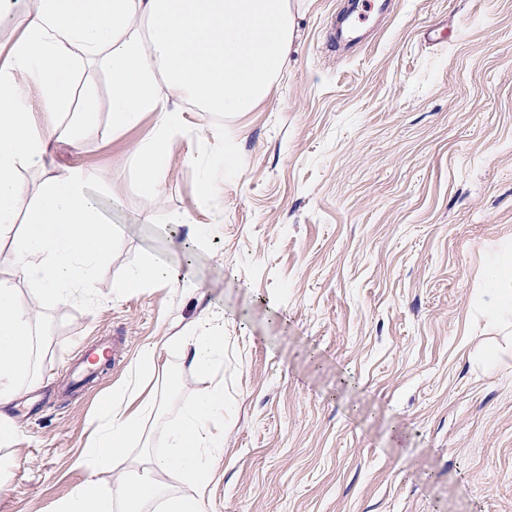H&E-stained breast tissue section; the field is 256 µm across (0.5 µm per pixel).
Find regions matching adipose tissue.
Wrapping results in <instances>:
<instances>
[{
    "label": "adipose tissue",
    "instance_id": "adipose-tissue-1",
    "mask_svg": "<svg viewBox=\"0 0 512 512\" xmlns=\"http://www.w3.org/2000/svg\"><path fill=\"white\" fill-rule=\"evenodd\" d=\"M25 31L0 46V231L22 224L21 248L11 262L41 296L62 301L90 294L92 273L111 253L112 226L104 221L78 167L27 187L20 168H40L51 141H76L95 130L93 105L76 123L60 120L71 106L74 77L83 62L104 59L112 73L111 126L121 134L145 114L155 130L132 164L157 184L167 147L183 126L170 109L190 97L209 112H250L270 96L293 46L296 0H38ZM165 81L166 93L157 90ZM185 358L205 373L224 354L222 327L183 340ZM34 325L16 290L0 285V408L28 377ZM156 406L152 395L114 387L94 420L81 465L86 479L54 512H204L200 497L173 492L160 473L200 484L223 453L216 431L224 420V388L214 386L185 409L169 430L164 452L128 453L144 434ZM122 461L126 480L116 492L96 476L107 460Z\"/></svg>",
    "mask_w": 512,
    "mask_h": 512
}]
</instances>
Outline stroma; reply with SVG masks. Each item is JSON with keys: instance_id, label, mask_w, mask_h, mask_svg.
Masks as SVG:
<instances>
[{"instance_id": "1", "label": "stroma", "mask_w": 512, "mask_h": 512, "mask_svg": "<svg viewBox=\"0 0 512 512\" xmlns=\"http://www.w3.org/2000/svg\"><path fill=\"white\" fill-rule=\"evenodd\" d=\"M345 4L304 0L257 110L171 99L185 126L155 186L131 165L154 115L113 134L105 62L78 70L95 135L55 143L18 178L84 168L112 253L90 299L50 303L6 260L20 227L0 233V283L38 333L32 376L4 408L16 438L0 446V512L71 496L101 401L123 381L158 400L134 455L161 452L167 426L223 385L215 476L163 478L202 494L205 512H512V317L480 295L512 268V0H395L375 39L340 56L325 40ZM431 26L446 43H425ZM227 154L237 171L206 206L200 167ZM147 259L167 277L118 296L114 281ZM216 323L224 362L202 374L180 343ZM102 344L115 365L72 388L69 365ZM148 346L161 371L143 379L132 365Z\"/></svg>"}]
</instances>
